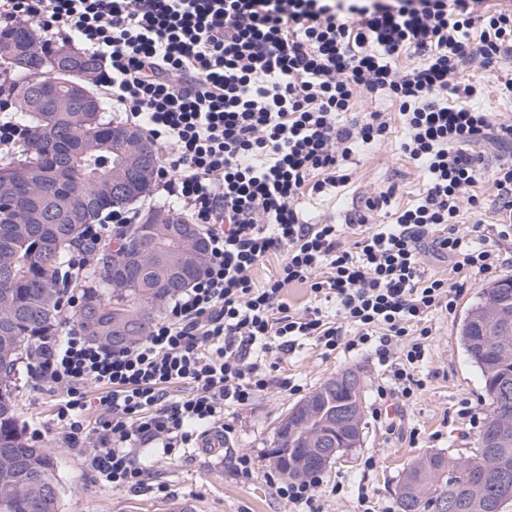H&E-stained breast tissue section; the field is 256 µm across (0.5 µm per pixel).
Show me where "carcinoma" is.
<instances>
[{
  "instance_id": "1",
  "label": "carcinoma",
  "mask_w": 512,
  "mask_h": 512,
  "mask_svg": "<svg viewBox=\"0 0 512 512\" xmlns=\"http://www.w3.org/2000/svg\"><path fill=\"white\" fill-rule=\"evenodd\" d=\"M43 49L26 24L0 30V64L10 67L8 94L14 117L34 133L18 157L0 160V512H59L57 461L51 449L32 441L18 422L15 376L24 361L35 357L41 341L58 335L61 303L71 286L69 262L83 227L102 215L145 195L156 167L132 183L129 195L112 194V132L126 130L129 140L155 143L132 125L105 116V101L94 98L95 111L63 108L65 85L40 112L28 109L27 92L51 78ZM152 216L164 224L138 219L120 238L118 248L105 249L81 279V301L75 313L87 339L126 348L149 335L168 300L200 276L206 257L179 261L186 251L208 252L206 241L183 239L188 220L174 208L157 205ZM465 355L483 384L487 422L468 457L431 453L407 469L399 486L400 512H434L432 504L451 497L468 512H505L512 504V439L496 442L492 423L512 413V277L485 287L456 324ZM362 422L358 396L323 385L295 404L286 427L288 440L274 438L276 468L291 478L315 474L294 471L296 460L309 454L303 435L329 431L336 403ZM496 453L507 466L508 479L486 475L481 455Z\"/></svg>"
}]
</instances>
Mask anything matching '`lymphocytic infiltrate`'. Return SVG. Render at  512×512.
<instances>
[{"label": "lymphocytic infiltrate", "mask_w": 512, "mask_h": 512, "mask_svg": "<svg viewBox=\"0 0 512 512\" xmlns=\"http://www.w3.org/2000/svg\"><path fill=\"white\" fill-rule=\"evenodd\" d=\"M29 22L78 42L103 63L93 80L122 121L144 128L162 153L164 199L203 226L209 249L191 288L168 301L146 338L124 349L70 329L42 342L41 380L62 397L56 422L71 446L86 437V394L103 413L86 457L101 484L144 486L137 450L189 448L270 387L255 354L278 339L294 352H372L387 370L379 400L422 390L433 312H452L460 281L495 273L512 242V164L488 167L476 147L512 145V116L476 107L486 84L464 78L512 64V9L485 0H0V24ZM381 100L389 111H363ZM424 172L416 198L374 224L386 195L370 196L345 227L311 221L301 202L352 179L353 156L388 139ZM491 180L494 196L478 185ZM495 209L500 222L484 224ZM476 221L461 232L458 217ZM131 208L86 225L73 270L135 223ZM284 251L276 275L252 272ZM451 276L427 273L425 255ZM307 285L299 311L284 297ZM333 303V312L323 303ZM189 387L170 399L168 390Z\"/></svg>", "instance_id": "obj_1"}]
</instances>
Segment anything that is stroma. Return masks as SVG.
Returning a JSON list of instances; mask_svg holds the SVG:
<instances>
[{
	"instance_id": "obj_1",
	"label": "stroma",
	"mask_w": 512,
	"mask_h": 512,
	"mask_svg": "<svg viewBox=\"0 0 512 512\" xmlns=\"http://www.w3.org/2000/svg\"><path fill=\"white\" fill-rule=\"evenodd\" d=\"M352 169L349 185L309 203L313 214L341 224L349 214L363 210L367 194L389 193L387 206L392 209L411 199L420 186L421 172L401 154L395 134L357 155ZM488 282V277L471 276L454 312L432 316L430 346L421 368L425 387L402 407L401 422L392 430L381 426L374 414L376 392L386 373L372 353L327 356L307 342L290 354L270 349L262 358L267 372L294 380L301 390L291 395L273 386L257 393L249 406L225 411L224 422L233 428L234 452L253 458L247 476L237 472L234 452L193 447L167 456L148 446L141 453L151 474L148 486H104L85 462L95 436H88L84 446L71 447L56 425L57 395L24 371L16 389L19 422L36 431L37 441L57 457L60 512H354L362 493L370 497L375 512H399L397 487L404 468L429 452L466 456L475 448L479 430L458 411L464 404L482 408L481 380L456 339L455 323ZM348 370L358 371L363 379L364 443L319 472L312 505L294 507L278 492L280 474L269 455L277 423L302 397Z\"/></svg>"
}]
</instances>
